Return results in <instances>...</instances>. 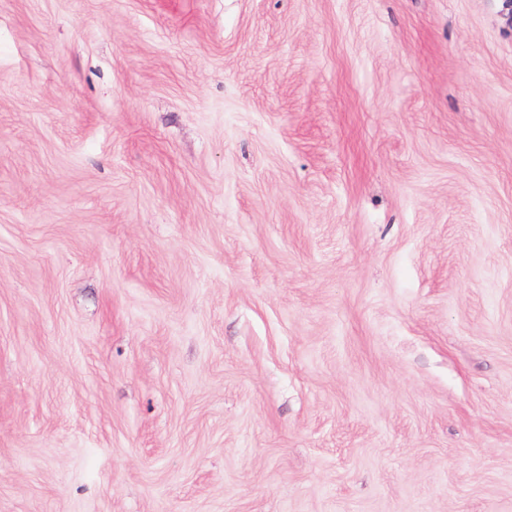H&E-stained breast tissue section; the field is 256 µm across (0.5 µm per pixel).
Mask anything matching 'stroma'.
Returning <instances> with one entry per match:
<instances>
[{
	"label": "stroma",
	"instance_id": "35a3bbf8",
	"mask_svg": "<svg viewBox=\"0 0 512 512\" xmlns=\"http://www.w3.org/2000/svg\"><path fill=\"white\" fill-rule=\"evenodd\" d=\"M504 0H0V512H512Z\"/></svg>",
	"mask_w": 512,
	"mask_h": 512
}]
</instances>
